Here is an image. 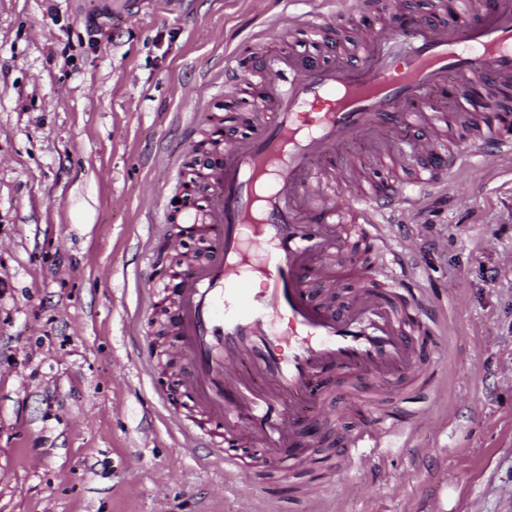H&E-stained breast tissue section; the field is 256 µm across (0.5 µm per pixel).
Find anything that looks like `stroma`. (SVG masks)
I'll use <instances>...</instances> for the list:
<instances>
[{
  "label": "stroma",
  "instance_id": "35a3bbf8",
  "mask_svg": "<svg viewBox=\"0 0 512 512\" xmlns=\"http://www.w3.org/2000/svg\"><path fill=\"white\" fill-rule=\"evenodd\" d=\"M290 0H0V512H293L320 487L325 512H512V154L458 174L459 195L412 197L390 231L414 243L441 319L440 394L359 380L334 394L313 457L247 478L186 446L154 384L176 341L162 313L138 323L141 286L169 261L175 186L202 157L188 118L248 128L249 76L192 113L225 54L320 48L289 36ZM111 27L88 35L90 18ZM164 209L141 212L149 193ZM414 421L389 448L322 479L372 407Z\"/></svg>",
  "mask_w": 512,
  "mask_h": 512
}]
</instances>
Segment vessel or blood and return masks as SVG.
<instances>
[{"instance_id":"b4317fda","label":"vessel or blood","mask_w":512,"mask_h":512,"mask_svg":"<svg viewBox=\"0 0 512 512\" xmlns=\"http://www.w3.org/2000/svg\"><path fill=\"white\" fill-rule=\"evenodd\" d=\"M337 21L375 12L376 0H335ZM455 22L422 20L403 28L386 22L363 37L355 55L313 19L300 27L319 37L313 56L266 51L249 64L226 63L206 91L259 72L264 87L248 135L225 139L209 126L218 149L204 174L211 207L184 228L207 247L204 262L183 273L176 296L150 282L146 304H175L176 352L188 372L181 385L195 415L193 446L223 453L239 439L257 441L265 458L307 445L302 410L322 406L323 383L358 375L392 382L398 368L419 362L434 309L415 294L418 266L379 235L380 223L404 214L411 190L443 185L459 191L465 155L491 160L512 151V114L475 128L465 150L451 130L469 112L474 88L512 89V0H454ZM204 95L194 110L207 103ZM425 132L419 155L402 147L403 132ZM367 135L375 155L413 168L409 187L378 194L345 160L347 146ZM374 229L384 292L365 290L343 311L315 297L311 284L333 280L341 242L358 224ZM288 318L286 340L270 323ZM407 420L369 413L344 455L399 436Z\"/></svg>"}]
</instances>
